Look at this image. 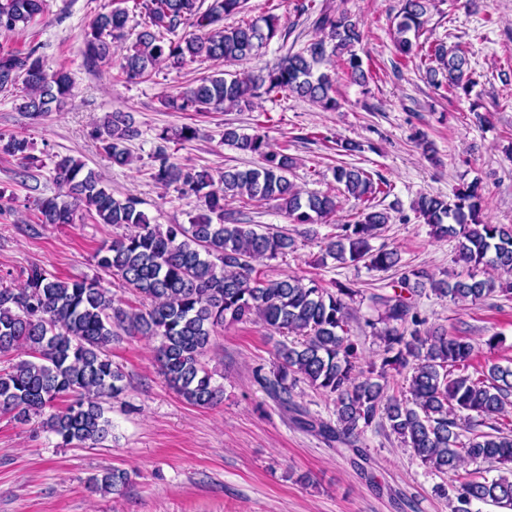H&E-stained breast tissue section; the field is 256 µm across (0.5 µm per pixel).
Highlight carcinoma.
<instances>
[{"label": "carcinoma", "mask_w": 512, "mask_h": 512, "mask_svg": "<svg viewBox=\"0 0 512 512\" xmlns=\"http://www.w3.org/2000/svg\"><path fill=\"white\" fill-rule=\"evenodd\" d=\"M246 0H135L140 21L135 42L118 67L126 80L141 81L152 73L182 70L198 59L243 63L281 34L279 16L224 25V18L244 10ZM433 0H401L394 38L401 56L429 61L428 81L450 91L469 93L474 86L465 53L441 43L425 46L419 37ZM47 9V0H0V32L25 29ZM129 12L115 7L97 13L84 33V52L94 64L112 65V43L126 36ZM196 32L180 34L182 26ZM313 26L320 37L256 73L238 71L202 77L162 104L181 112H221L248 106L271 92L306 98L325 111L339 106L336 72L324 68L337 56L343 73L365 85L368 73L355 50L362 42L360 23L345 12L319 11ZM33 44L24 51L0 48V92L22 86L18 109L35 116L60 108L73 96L74 83L64 68H47ZM131 115L109 112L96 130L100 147L113 164L132 162L126 143L138 136ZM224 144L256 155L261 164L249 169L226 167L212 174L171 160L166 147L155 152L153 179L194 197L203 212L188 224H152L134 196L116 197L92 170L65 157L55 164L64 193L35 200L41 224L73 223L83 206L124 232L95 255L97 266L135 293L142 307L126 310L114 304L110 291L96 279H61L39 266L29 268L19 286L0 278V356L17 351L25 358L0 369V413L22 421L42 418V427L58 445H99L112 436V420L103 403L126 392L125 374L112 362L107 347L118 331L156 340L155 359L169 387L186 402L215 406L223 389L213 381L203 358L216 329L226 324L257 322L286 340L276 347L274 369L258 368L255 381L280 401L291 399L297 381L334 397L336 421L311 417L296 409V422L329 443L356 446L363 432L385 416L391 431L412 448L421 463L439 473H456L463 463L473 472L451 485L453 512H473L477 503L512 509V366L493 363L479 375L469 373L478 348L467 336L427 326L413 296L425 286L459 303L476 304L494 293H512L511 282L479 277L490 268L512 275V224L483 220L484 188L479 180L459 186L452 196L422 195L415 210L438 240L456 242L454 263L466 273L436 279L425 267H409L394 248H373L380 230L391 221L373 200L390 185L348 164L333 168L342 185L364 207L348 224L337 225L325 243V255L341 265L364 263L377 271L399 273L390 295H375L378 311L368 321L383 344L380 366L360 367L358 343L350 336L351 303L360 294L340 282L325 287L315 279L286 275L272 279L256 271L259 259H283L296 241L279 231L257 232L232 215L224 201L238 196L249 202L275 201L291 224L313 225L336 212V197L303 194L288 179L294 158L261 133L224 128ZM0 154L22 160L23 180H38L40 165L32 144L0 135ZM410 370L401 397L384 398L389 371ZM73 397L63 411L55 402ZM479 420L485 431L464 422ZM497 465L486 477L481 465ZM103 492L120 493L130 482L127 471L112 469L90 478Z\"/></svg>", "instance_id": "obj_1"}]
</instances>
